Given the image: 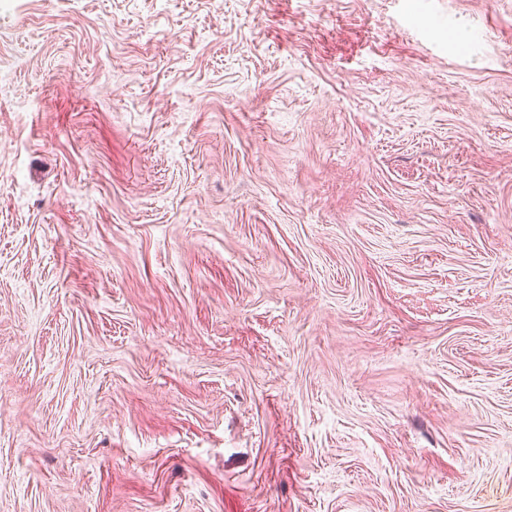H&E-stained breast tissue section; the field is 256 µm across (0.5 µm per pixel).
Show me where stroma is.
<instances>
[{
    "label": "stroma",
    "mask_w": 512,
    "mask_h": 512,
    "mask_svg": "<svg viewBox=\"0 0 512 512\" xmlns=\"http://www.w3.org/2000/svg\"><path fill=\"white\" fill-rule=\"evenodd\" d=\"M0 512H512V0H0Z\"/></svg>",
    "instance_id": "35a3bbf8"
}]
</instances>
